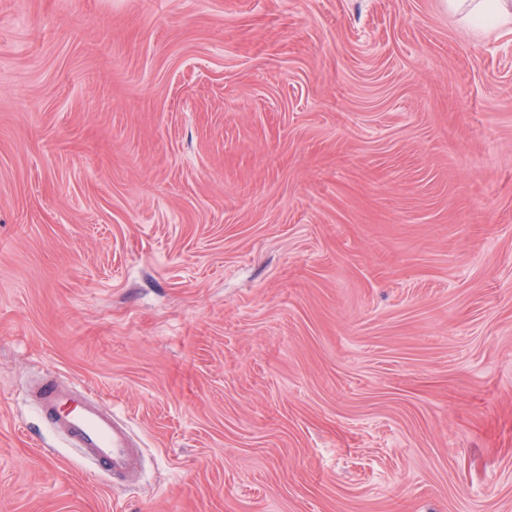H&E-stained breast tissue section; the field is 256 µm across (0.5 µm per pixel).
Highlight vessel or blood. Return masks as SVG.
<instances>
[{
    "mask_svg": "<svg viewBox=\"0 0 512 512\" xmlns=\"http://www.w3.org/2000/svg\"><path fill=\"white\" fill-rule=\"evenodd\" d=\"M28 396L53 431L99 472L111 475L119 485L136 483L143 451L111 406L52 374L30 386Z\"/></svg>",
    "mask_w": 512,
    "mask_h": 512,
    "instance_id": "b4317fda",
    "label": "vessel or blood"
}]
</instances>
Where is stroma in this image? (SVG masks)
I'll return each instance as SVG.
<instances>
[{
  "label": "stroma",
  "instance_id": "1",
  "mask_svg": "<svg viewBox=\"0 0 512 512\" xmlns=\"http://www.w3.org/2000/svg\"><path fill=\"white\" fill-rule=\"evenodd\" d=\"M510 46L448 0H0V512H512ZM28 396L53 431L99 472L110 474L115 484L136 483L143 451L111 406L52 374L30 386Z\"/></svg>",
  "mask_w": 512,
  "mask_h": 512
}]
</instances>
